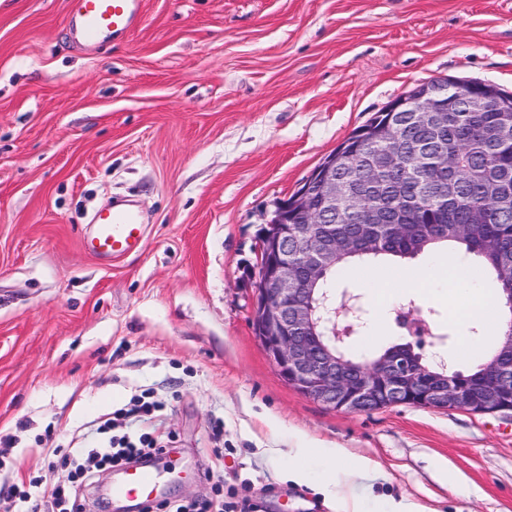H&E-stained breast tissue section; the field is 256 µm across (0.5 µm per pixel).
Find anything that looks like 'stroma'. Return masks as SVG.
Returning <instances> with one entry per match:
<instances>
[{
  "label": "stroma",
  "instance_id": "obj_1",
  "mask_svg": "<svg viewBox=\"0 0 512 512\" xmlns=\"http://www.w3.org/2000/svg\"><path fill=\"white\" fill-rule=\"evenodd\" d=\"M144 13L85 54L67 0H0V478H40L49 500L44 449L94 447L98 419L122 409L119 432L169 439V499L220 486L260 512H512V421L326 408L281 379L249 325L262 225L350 133L432 79L512 93V0H144ZM125 196L145 245L104 265L80 240ZM450 259L481 266L453 248L337 277L385 323L349 354L407 339V311L428 328L426 357L465 372L491 351L496 333L463 336L447 298L412 285ZM380 278L395 284L384 310ZM145 391L164 403L149 423L128 411Z\"/></svg>",
  "mask_w": 512,
  "mask_h": 512
}]
</instances>
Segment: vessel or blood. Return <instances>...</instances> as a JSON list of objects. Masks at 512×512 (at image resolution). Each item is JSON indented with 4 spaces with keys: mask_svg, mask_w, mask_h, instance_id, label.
Returning <instances> with one entry per match:
<instances>
[{
    "mask_svg": "<svg viewBox=\"0 0 512 512\" xmlns=\"http://www.w3.org/2000/svg\"><path fill=\"white\" fill-rule=\"evenodd\" d=\"M71 34L75 44L93 51L130 32L142 17V0H72ZM93 231L82 241L84 252L100 261L139 251L144 240L142 216L134 207L115 205L97 212ZM160 472L150 465L121 469L113 481V497L130 498L145 505L159 502Z\"/></svg>",
    "mask_w": 512,
    "mask_h": 512,
    "instance_id": "obj_1",
    "label": "vessel or blood"
}]
</instances>
